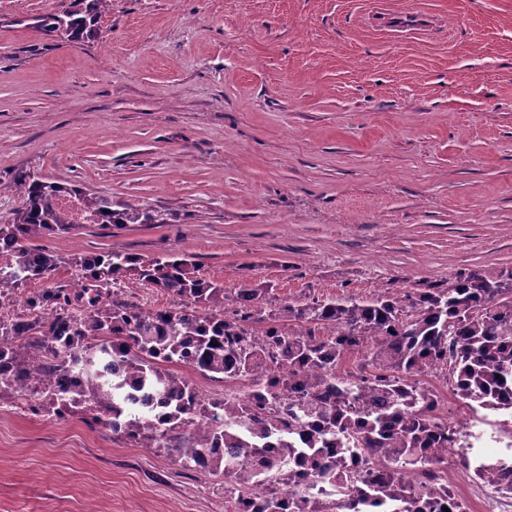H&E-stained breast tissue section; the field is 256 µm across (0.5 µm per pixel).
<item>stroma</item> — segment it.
I'll return each instance as SVG.
<instances>
[{
	"label": "stroma",
	"mask_w": 512,
	"mask_h": 512,
	"mask_svg": "<svg viewBox=\"0 0 512 512\" xmlns=\"http://www.w3.org/2000/svg\"><path fill=\"white\" fill-rule=\"evenodd\" d=\"M78 4L0 0V182L168 221L40 247L187 253L266 318L512 272V0H109L95 37L47 29ZM227 509L171 452L0 408V512Z\"/></svg>",
	"instance_id": "stroma-1"
}]
</instances>
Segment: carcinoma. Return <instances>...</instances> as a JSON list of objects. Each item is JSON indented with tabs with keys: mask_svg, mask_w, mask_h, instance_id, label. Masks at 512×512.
Returning <instances> with one entry per match:
<instances>
[{
	"mask_svg": "<svg viewBox=\"0 0 512 512\" xmlns=\"http://www.w3.org/2000/svg\"><path fill=\"white\" fill-rule=\"evenodd\" d=\"M107 2L86 0L80 10L50 17L49 26L75 41L88 38L97 34V19ZM9 188L20 197L21 205L12 223L0 225V286L47 283L23 302L32 311L50 309L52 318H0V339L31 336L38 344L70 331L88 361L95 352L105 351L106 337L125 333L132 344L112 352L125 365L126 381L134 388L145 385L156 392L157 419L141 416L128 422L147 443L177 436L182 427L178 415L195 412L198 401L188 380L151 360L156 352L179 363L191 354L199 372L214 380L228 376L260 383L255 360L262 345L244 340L226 348V336L273 337L276 361L288 372V389L319 402L311 413L318 415L321 424L309 447L300 451L303 465L318 466L322 476L336 470V464L324 461L326 435L338 441L353 438L361 448L384 453V473L366 480L365 490H355L346 503L347 512H372L373 505L387 501L393 512H434V490L411 484L404 473L425 464L444 463L452 448L464 467L470 468L472 449L457 447V431L432 415V393L414 377L444 370L464 403L512 411V273L497 277L460 274L445 288H426L399 297L381 295L362 304L351 298L289 304L278 313V323L258 332L256 324L263 319L250 302L259 297L261 289L230 293L202 276L190 255L164 259L106 251L63 256L32 245L35 239L78 228L58 206L63 194L81 200L91 221L103 230L126 224H165L167 214L132 204L116 208L106 196L50 182L29 169L16 170ZM64 265L86 278L78 296L51 283L54 272ZM129 277L169 295L174 306L144 312L105 301L103 289ZM86 303L93 308L92 314L70 325L73 307ZM231 303L235 307L228 316L225 307ZM290 322L295 326H288ZM360 352V370L366 376L349 383L335 368ZM303 367L322 369L326 378L305 385L298 374ZM370 399L379 406L366 416L359 415L358 405ZM265 403L260 396L254 405L224 406V428L208 432L198 447L187 449L181 455L182 463H187L188 454L221 442L226 448H244L248 440L254 452H260L270 425L263 415ZM292 452L286 445L281 457L266 458L259 468L248 457L218 460L215 473L252 486L268 481ZM504 467L512 468V455L491 463L480 461L475 469L484 485L496 492H512V482L501 474Z\"/></svg>",
	"mask_w": 512,
	"mask_h": 512,
	"instance_id": "obj_1",
	"label": "carcinoma"
}]
</instances>
